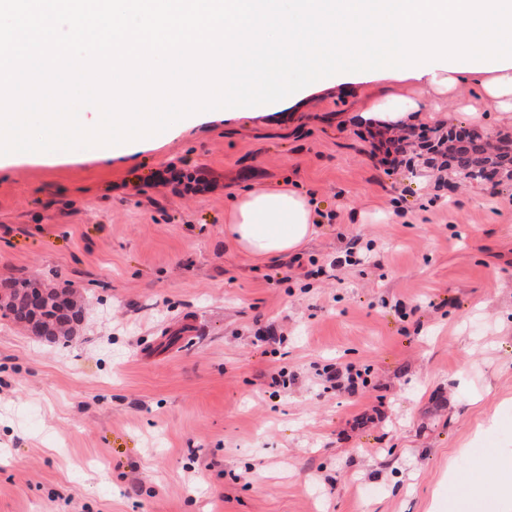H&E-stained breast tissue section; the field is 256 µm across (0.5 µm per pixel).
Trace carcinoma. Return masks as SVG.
I'll use <instances>...</instances> for the list:
<instances>
[{"label":"carcinoma","mask_w":512,"mask_h":512,"mask_svg":"<svg viewBox=\"0 0 512 512\" xmlns=\"http://www.w3.org/2000/svg\"><path fill=\"white\" fill-rule=\"evenodd\" d=\"M55 293L54 289L42 288V283L34 277L5 281L0 284V317L18 324L37 319L47 327L80 322L81 310L57 309Z\"/></svg>","instance_id":"carcinoma-1"}]
</instances>
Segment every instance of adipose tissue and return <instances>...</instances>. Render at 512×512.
Returning a JSON list of instances; mask_svg holds the SVG:
<instances>
[{
	"label": "adipose tissue",
	"mask_w": 512,
	"mask_h": 512,
	"mask_svg": "<svg viewBox=\"0 0 512 512\" xmlns=\"http://www.w3.org/2000/svg\"><path fill=\"white\" fill-rule=\"evenodd\" d=\"M423 82L438 90L464 84L482 91L502 109H512V69L494 72H450L434 70ZM314 206L306 195L288 188L251 189L236 198L226 218L229 241L249 255L267 259L298 250L313 232ZM498 494L488 498L476 487L459 491L470 512H512V454L499 456Z\"/></svg>",
	"instance_id": "obj_1"
}]
</instances>
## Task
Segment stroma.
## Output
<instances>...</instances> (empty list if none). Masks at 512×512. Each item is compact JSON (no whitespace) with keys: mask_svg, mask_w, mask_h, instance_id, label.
<instances>
[{"mask_svg":"<svg viewBox=\"0 0 512 512\" xmlns=\"http://www.w3.org/2000/svg\"><path fill=\"white\" fill-rule=\"evenodd\" d=\"M419 100L416 129L512 136L473 91L347 81L176 122L111 165L95 148L13 153L0 280L77 292L68 341L0 319V512H448L449 474L491 485L512 453V181L466 183L371 156L359 112ZM220 188L173 192L169 166ZM294 187L325 219L256 260L231 198ZM363 262L323 271L346 242ZM284 344L265 341L269 325ZM367 384L323 393L318 366ZM486 461L473 469L465 451Z\"/></svg>","mask_w":512,"mask_h":512,"instance_id":"1","label":"stroma"}]
</instances>
